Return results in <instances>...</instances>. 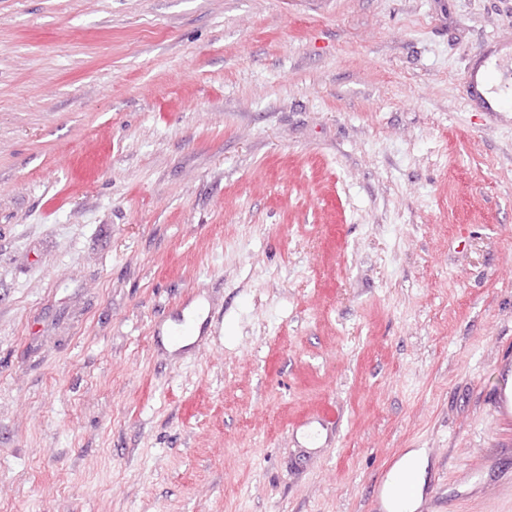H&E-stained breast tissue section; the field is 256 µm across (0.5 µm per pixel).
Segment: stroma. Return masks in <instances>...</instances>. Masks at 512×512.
<instances>
[{"instance_id": "stroma-1", "label": "stroma", "mask_w": 512, "mask_h": 512, "mask_svg": "<svg viewBox=\"0 0 512 512\" xmlns=\"http://www.w3.org/2000/svg\"><path fill=\"white\" fill-rule=\"evenodd\" d=\"M495 41L512 0H0V512H374L412 449L418 512H512ZM479 64H474L467 69L465 76V88L467 101L473 102L478 109L483 112H497L491 102V99L486 97L481 89L484 88L481 79L479 78ZM486 93H488L486 91Z\"/></svg>"}]
</instances>
